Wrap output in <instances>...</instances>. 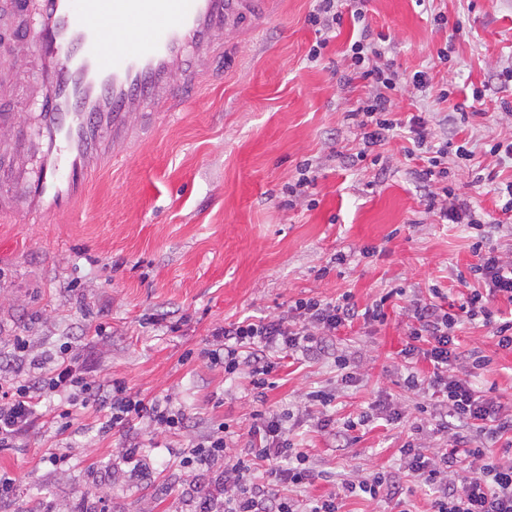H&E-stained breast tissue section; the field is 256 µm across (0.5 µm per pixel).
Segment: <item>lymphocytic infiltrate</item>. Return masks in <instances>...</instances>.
<instances>
[{
	"mask_svg": "<svg viewBox=\"0 0 512 512\" xmlns=\"http://www.w3.org/2000/svg\"><path fill=\"white\" fill-rule=\"evenodd\" d=\"M353 15L362 24L358 39L350 46L351 74L370 80L377 92L350 115L364 145L360 159H367L374 147L394 137L408 141L407 157L422 163L423 179L438 183L427 210L439 219L467 223L478 230L472 245L478 261L471 268L478 281L458 304L443 305L419 298L408 300L407 342L399 357L408 375L407 389L430 396L432 406H418L414 415L403 408L384 405L387 421H408L411 437L400 448L404 467L416 486L428 496L430 512H512V409H506L491 391L479 390L475 379L490 359L475 350H460L458 333L467 323L482 320L489 327L498 348L512 351V318H506L498 301L512 304V258L503 256L486 241L500 233L512 235V181L504 188L508 195L501 218L476 214L470 202L457 198L448 184L446 161L449 155L469 161L474 154L466 146L436 142L425 112L394 117L391 94L398 88L396 73L374 65L380 54L364 23L362 9ZM384 300L358 309L351 294L336 299L317 296L297 299L283 314L257 321L230 322L212 329L199 359L223 368L225 377L248 374L258 401L264 402L272 389L269 376L278 361L321 349L326 338L355 320L379 322L385 317ZM13 355L25 360V374L0 370V447H16L19 440L43 416V398H58L52 418L55 436H63L72 426V409L95 406L103 414L101 432L145 421L151 432L177 433L184 429L188 415L174 405L170 396L141 397L124 381H104L92 375L80 355L64 342L55 353L33 354L29 340L13 339ZM428 362L429 372L418 371L419 362ZM246 434L230 431L226 423L191 443L182 462L186 469L199 471L223 462L216 491L224 497L221 512H341V502L349 495H365L383 502L394 499L400 488L391 475L353 472L340 480L336 491L324 498L307 499L303 493L315 481L306 449L294 442L287 426L288 412L265 406L253 411ZM445 432L446 448H429L422 441L427 428ZM244 452H236L237 443ZM467 466H460L459 455Z\"/></svg>",
	"mask_w": 512,
	"mask_h": 512,
	"instance_id": "1",
	"label": "lymphocytic infiltrate"
}]
</instances>
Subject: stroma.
<instances>
[{
	"label": "stroma",
	"instance_id": "35a3bbf8",
	"mask_svg": "<svg viewBox=\"0 0 512 512\" xmlns=\"http://www.w3.org/2000/svg\"><path fill=\"white\" fill-rule=\"evenodd\" d=\"M315 5L277 0L262 31L229 42L214 58L218 80L200 85L184 111L151 119L131 155L98 176L73 216L0 221V353L19 334L38 352L67 341L98 378L125 381L146 398L170 395L189 416L184 432L156 438L138 470L121 458L124 432L99 434L94 408L75 407L71 429L58 440L34 427L23 447L0 449V473L16 480L0 512H198L216 474L193 476L182 467L187 444L221 422L247 432L260 407L247 378L231 380L185 359L213 327L272 317L306 296L348 292L362 308L393 288L424 296L437 287L458 299L459 278L476 261L474 230L427 213L430 188L417 175L420 163L405 159L404 139L382 146L377 165L355 159L361 142L347 115L375 88L349 77V13L363 9L372 31L386 34L381 64L405 79L429 73L427 92L406 87L393 95L392 110L431 113L439 138L467 143L474 161L449 157L448 182L496 217V195L471 182L491 172L512 178V161L483 148L488 138L512 137V114L499 107L512 100V85L501 79L512 68V0H343L340 32L313 62L308 51L323 39L308 21ZM438 14L445 24H434ZM34 30L32 16L0 0V48L20 58L0 72V114L28 130L45 97L27 53ZM441 49L447 60L438 59ZM476 89L485 93L480 115L452 122L455 104ZM306 160L316 184L308 200L289 205L286 186ZM365 247L371 256H362ZM338 253L344 264L334 263ZM401 304L392 299L384 322L356 321L318 359L273 374L268 404L294 411L306 393L335 389L337 353L358 363L357 384L325 409L328 429L295 426L324 473L309 497L334 492L353 469L400 467L406 428L373 419L347 448L338 447L336 433L375 401L409 410L417 403L399 365ZM99 324L108 328L101 340L93 337ZM458 340L491 359L477 386L512 406V352L475 324ZM52 443L69 454L67 466L41 462V448Z\"/></svg>",
	"mask_w": 512,
	"mask_h": 512
}]
</instances>
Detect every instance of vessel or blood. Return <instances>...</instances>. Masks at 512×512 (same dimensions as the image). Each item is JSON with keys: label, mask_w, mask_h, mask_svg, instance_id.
Segmentation results:
<instances>
[{"label": "vessel or blood", "mask_w": 512, "mask_h": 512, "mask_svg": "<svg viewBox=\"0 0 512 512\" xmlns=\"http://www.w3.org/2000/svg\"><path fill=\"white\" fill-rule=\"evenodd\" d=\"M269 0H21L37 12L31 51L48 89L35 133L6 132L0 143L39 160L37 173L18 167L10 181L26 186L17 202H0V218L72 213L94 175L126 157L137 116L155 107L179 111L201 85L225 37L260 28ZM120 25L106 40L107 21ZM195 58L197 71L186 69Z\"/></svg>", "instance_id": "1"}]
</instances>
